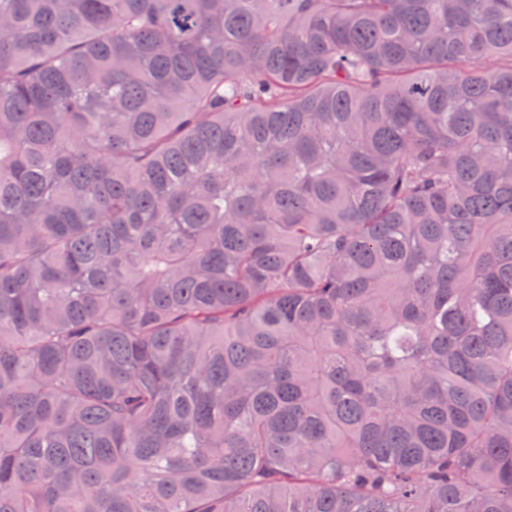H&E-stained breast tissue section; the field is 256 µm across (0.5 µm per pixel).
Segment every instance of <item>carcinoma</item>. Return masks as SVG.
Returning a JSON list of instances; mask_svg holds the SVG:
<instances>
[{"mask_svg":"<svg viewBox=\"0 0 512 512\" xmlns=\"http://www.w3.org/2000/svg\"><path fill=\"white\" fill-rule=\"evenodd\" d=\"M0 512H512V0H0Z\"/></svg>","mask_w":512,"mask_h":512,"instance_id":"obj_1","label":"carcinoma"}]
</instances>
